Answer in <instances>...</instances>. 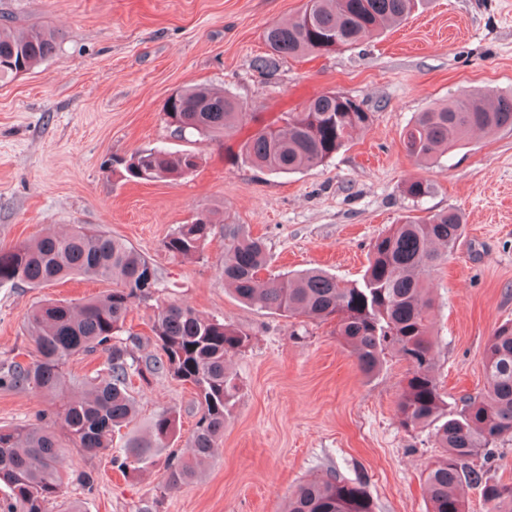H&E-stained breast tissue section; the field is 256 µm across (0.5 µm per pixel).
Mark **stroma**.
Returning a JSON list of instances; mask_svg holds the SVG:
<instances>
[{
  "label": "stroma",
  "instance_id": "35a3bbf8",
  "mask_svg": "<svg viewBox=\"0 0 512 512\" xmlns=\"http://www.w3.org/2000/svg\"><path fill=\"white\" fill-rule=\"evenodd\" d=\"M305 0H0V21L52 30L53 58L0 83V248L52 229L85 224L147 257L163 284L157 300L131 306L139 357L156 354L149 325L157 302L176 303L246 333L230 359L240 397L213 458L192 481L165 482L166 460L118 471L109 453L65 448L63 476L91 473L93 488L65 485L85 512H282L304 478L327 468L365 473L375 512H427L422 478L437 450L427 432L405 429L396 402L408 365L387 357L361 373L331 322L248 307L224 289V236L197 258H175L164 238L216 208L263 237L272 273L321 266L359 278L371 243L405 215L455 208L466 224L431 284L437 376L448 404L483 392V354L512 321V130L473 135L440 164L409 157L401 132L417 112L460 89L512 93V0H424L398 28L354 49L316 58L270 56L266 28ZM231 92L244 115L216 140L178 136L162 112L190 85ZM330 91L372 115L324 165L271 173L245 162L243 142L281 124ZM155 146L192 150L194 173L178 182L135 183L114 160ZM422 179L434 193L415 203L403 189ZM105 281L0 288V364L30 350L25 320L44 299L79 300ZM0 387V427L50 425L74 398ZM135 427L177 411L172 448L185 447L198 403L191 386L167 377L134 388Z\"/></svg>",
  "mask_w": 512,
  "mask_h": 512
}]
</instances>
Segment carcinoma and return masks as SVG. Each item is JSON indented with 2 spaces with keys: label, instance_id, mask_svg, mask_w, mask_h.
Returning <instances> with one entry per match:
<instances>
[{
  "label": "carcinoma",
  "instance_id": "1",
  "mask_svg": "<svg viewBox=\"0 0 512 512\" xmlns=\"http://www.w3.org/2000/svg\"><path fill=\"white\" fill-rule=\"evenodd\" d=\"M420 0H306L295 17L270 25L264 41L272 54L294 57L355 48L401 24ZM57 49L54 32L39 26L0 24V82L30 71ZM241 102L225 91L205 86L182 89L165 102L167 122L181 134L210 138L229 131ZM371 114L340 92L321 93L302 111L290 112L281 126L255 131L242 147L245 160L274 173H295L323 165L369 124ZM512 128V94L490 88L461 90L447 102L419 112L404 130L406 152L423 162L436 161L466 145L475 131L495 135ZM192 151L138 150L121 161L127 181L174 182L197 167ZM435 185L412 180L405 194L419 202ZM464 215L457 209L425 217L408 216L371 244L359 280L312 268L261 280L268 269L264 242L243 224L221 221L218 213H200L179 224L163 241L173 256L194 257L217 228L224 229V285L249 306L281 315L336 320V335L351 349L367 376L380 370L390 352L406 361L408 375L397 413L400 424L426 430L441 455L425 478L429 512H465V489H481L487 512H512V483L487 476L478 460L496 443L512 441V322L490 336L483 357L485 392L464 397L451 407L437 383L429 311L428 284L458 244ZM109 281L102 297L80 303L46 300L26 319L34 346L30 361L0 367V385L50 396L78 384L82 395L52 413L72 447L88 452L112 450L113 434L136 417L133 378L143 383L166 376L195 390L199 417L179 454L167 459L166 483L192 480L210 459L236 403L239 386L227 359L244 347L247 335L190 307L157 306L151 331L161 354L139 358L128 345L126 317L131 304L152 292L141 282L152 279L153 264L133 247L104 231L77 227L68 235L47 231L10 250H0V287L24 284L42 288L65 278ZM97 350L103 368L79 381L68 377L71 357ZM176 413L157 415L143 431L121 437L120 469H145L170 448ZM57 437L34 425L0 429V512H82L61 499L63 479L57 470ZM284 512H374L367 477L346 479L329 469L302 481L288 497Z\"/></svg>",
  "mask_w": 512,
  "mask_h": 512
}]
</instances>
